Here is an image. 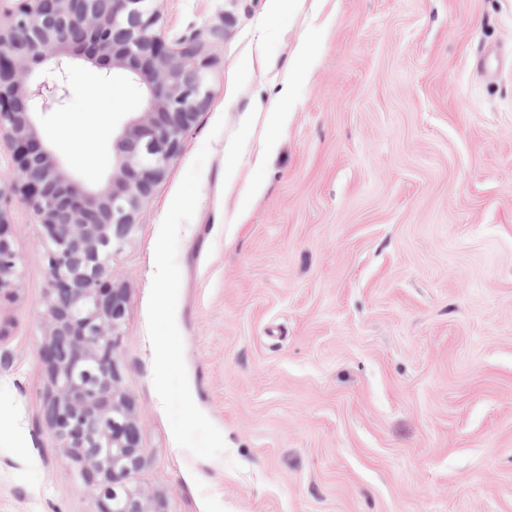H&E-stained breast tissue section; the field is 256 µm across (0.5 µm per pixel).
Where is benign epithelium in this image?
Wrapping results in <instances>:
<instances>
[{"label":"benign epithelium","instance_id":"7a95c632","mask_svg":"<svg viewBox=\"0 0 512 512\" xmlns=\"http://www.w3.org/2000/svg\"><path fill=\"white\" fill-rule=\"evenodd\" d=\"M0 21V142L11 149L7 181L34 212L48 248L47 340L52 391L47 421L98 512H167L131 482L143 463L137 411L120 385L115 336L127 295L112 277V254L131 236L142 205L164 180L182 137L209 101L211 61L201 42L172 49L143 0H21ZM81 57L132 74L145 106L115 142L112 175L74 182L40 137L35 111L68 96L65 59ZM19 276L6 206L0 204V296Z\"/></svg>","mask_w":512,"mask_h":512}]
</instances>
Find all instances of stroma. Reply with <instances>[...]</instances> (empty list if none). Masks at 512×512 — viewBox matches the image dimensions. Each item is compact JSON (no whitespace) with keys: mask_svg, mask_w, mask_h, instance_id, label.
I'll list each match as a JSON object with an SVG mask.
<instances>
[{"mask_svg":"<svg viewBox=\"0 0 512 512\" xmlns=\"http://www.w3.org/2000/svg\"><path fill=\"white\" fill-rule=\"evenodd\" d=\"M155 7L169 42L202 36L211 99L112 258L136 483L168 512H512V0ZM67 75L36 124L93 185L144 91ZM9 217L0 512H97L45 421L42 228L20 198ZM288 100V109L285 103ZM294 105V98L290 86L287 84L282 91L280 102H276L271 106L267 112L266 121L268 125L278 128L279 130L285 129L290 122L292 107Z\"/></svg>","mask_w":512,"mask_h":512,"instance_id":"stroma-1","label":"stroma"}]
</instances>
